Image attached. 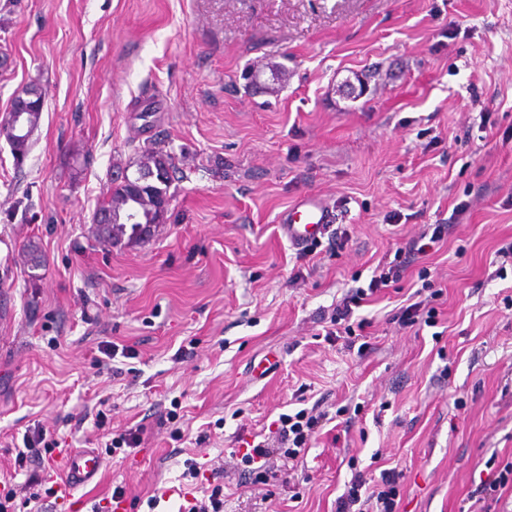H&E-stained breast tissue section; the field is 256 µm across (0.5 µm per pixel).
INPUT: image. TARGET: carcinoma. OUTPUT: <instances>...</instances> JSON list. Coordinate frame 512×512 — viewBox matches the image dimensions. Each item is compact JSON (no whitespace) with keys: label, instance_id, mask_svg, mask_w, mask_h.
<instances>
[{"label":"carcinoma","instance_id":"1","mask_svg":"<svg viewBox=\"0 0 512 512\" xmlns=\"http://www.w3.org/2000/svg\"><path fill=\"white\" fill-rule=\"evenodd\" d=\"M41 116L40 108L29 105L24 108V122L0 129V135L12 147L16 160H23L29 152L32 134L39 128ZM136 166L135 178L122 175L112 180L99 206L112 224V230L102 236L107 244L125 235L137 236L143 226L149 228L162 223L169 210L170 183L177 170L174 156L147 144L140 148Z\"/></svg>","mask_w":512,"mask_h":512}]
</instances>
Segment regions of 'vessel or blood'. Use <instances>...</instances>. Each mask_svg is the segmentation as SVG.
I'll return each instance as SVG.
<instances>
[{"label": "vessel or blood", "mask_w": 512, "mask_h": 512, "mask_svg": "<svg viewBox=\"0 0 512 512\" xmlns=\"http://www.w3.org/2000/svg\"><path fill=\"white\" fill-rule=\"evenodd\" d=\"M336 220L332 206L320 196L304 194L299 196L280 215L278 224L282 236L298 250L306 249ZM102 468L100 455L90 449L72 451L67 460V485L63 489L64 495L87 485L99 474Z\"/></svg>", "instance_id": "vessel-or-blood-1"}]
</instances>
